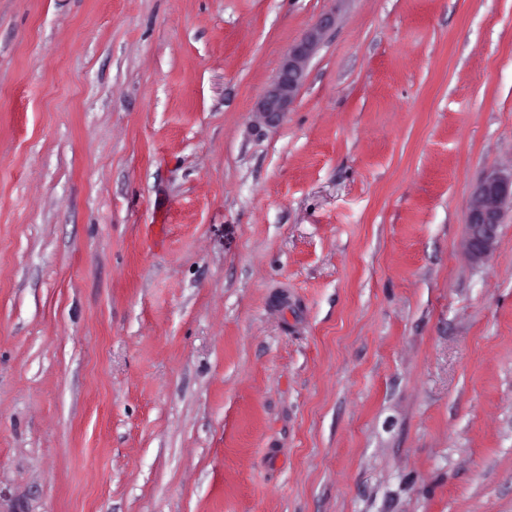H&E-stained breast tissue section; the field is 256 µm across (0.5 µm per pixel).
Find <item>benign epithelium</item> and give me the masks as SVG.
<instances>
[{"mask_svg":"<svg viewBox=\"0 0 512 512\" xmlns=\"http://www.w3.org/2000/svg\"><path fill=\"white\" fill-rule=\"evenodd\" d=\"M331 19L326 17L309 30L300 42L289 47L283 56L271 86L259 99L256 111L268 118H278L294 104L304 72L314 55ZM512 207V177L489 171L470 194L467 232L463 251L473 260L489 256L495 249L502 216Z\"/></svg>","mask_w":512,"mask_h":512,"instance_id":"7a95c632","label":"benign epithelium"}]
</instances>
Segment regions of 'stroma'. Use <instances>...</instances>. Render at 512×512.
Segmentation results:
<instances>
[{"instance_id":"obj_1","label":"stroma","mask_w":512,"mask_h":512,"mask_svg":"<svg viewBox=\"0 0 512 512\" xmlns=\"http://www.w3.org/2000/svg\"><path fill=\"white\" fill-rule=\"evenodd\" d=\"M491 169L512 0H0V512H512ZM330 25L329 17L320 19L300 42L289 47L280 62L276 78L257 102L256 112L272 119L288 112L297 98L308 62ZM512 207V176L489 171L470 194L467 232L463 251L473 260L489 256L495 249L502 216Z\"/></svg>"}]
</instances>
